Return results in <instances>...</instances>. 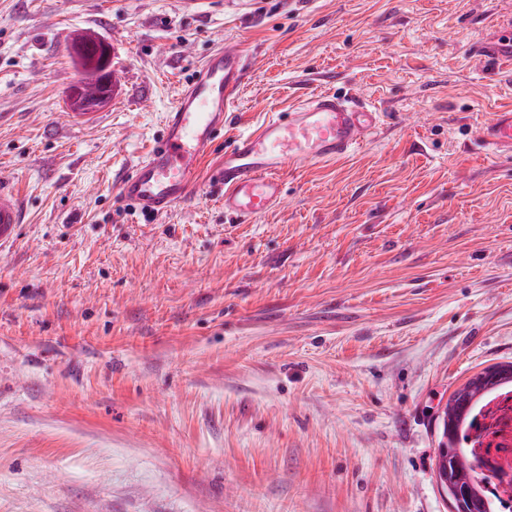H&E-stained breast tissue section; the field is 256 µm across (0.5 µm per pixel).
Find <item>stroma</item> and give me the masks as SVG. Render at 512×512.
Masks as SVG:
<instances>
[{
    "instance_id": "obj_1",
    "label": "stroma",
    "mask_w": 512,
    "mask_h": 512,
    "mask_svg": "<svg viewBox=\"0 0 512 512\" xmlns=\"http://www.w3.org/2000/svg\"><path fill=\"white\" fill-rule=\"evenodd\" d=\"M512 0H0V512H449L435 418L512 362ZM119 82L69 117L71 30ZM253 55L215 162L328 90L384 114L240 223L199 170L159 215L118 193L215 50ZM503 45L505 43L498 45L494 42L481 41L475 45V50L492 61L507 63L510 66L512 64V40L508 39V49ZM481 145L490 153H512V109L495 112L477 131ZM23 214L16 189L0 176V243L14 236L17 224H22Z\"/></svg>"
}]
</instances>
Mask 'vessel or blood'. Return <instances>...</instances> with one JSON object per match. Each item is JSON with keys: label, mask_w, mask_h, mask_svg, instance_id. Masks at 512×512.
Here are the masks:
<instances>
[{"label": "vessel or blood", "mask_w": 512, "mask_h": 512, "mask_svg": "<svg viewBox=\"0 0 512 512\" xmlns=\"http://www.w3.org/2000/svg\"><path fill=\"white\" fill-rule=\"evenodd\" d=\"M250 68V55L239 46L218 49L208 57L167 113L161 138L121 179L123 199L151 213L168 211L188 199ZM381 127L382 115L372 106L318 91L235 137L211 169L210 180L224 189L226 214L257 217L281 202L285 168L302 170L346 158ZM477 136L490 153H512V109L494 113ZM22 220L16 189L0 177V243L13 237Z\"/></svg>", "instance_id": "b4317fda"}]
</instances>
